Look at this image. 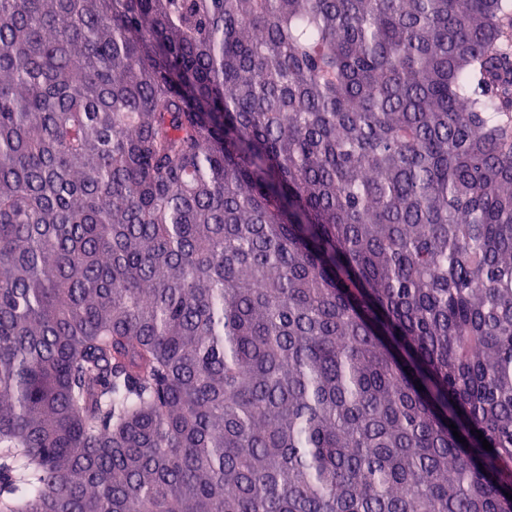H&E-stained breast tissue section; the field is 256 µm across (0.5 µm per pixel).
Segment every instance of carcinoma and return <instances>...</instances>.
Instances as JSON below:
<instances>
[{
  "label": "carcinoma",
  "mask_w": 512,
  "mask_h": 512,
  "mask_svg": "<svg viewBox=\"0 0 512 512\" xmlns=\"http://www.w3.org/2000/svg\"><path fill=\"white\" fill-rule=\"evenodd\" d=\"M507 492L512 0H0V512Z\"/></svg>",
  "instance_id": "1"
}]
</instances>
